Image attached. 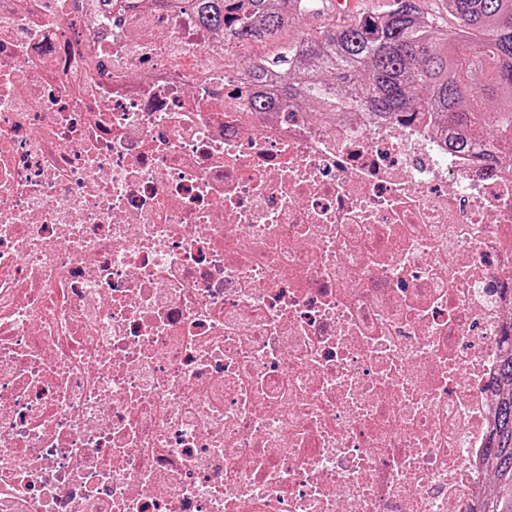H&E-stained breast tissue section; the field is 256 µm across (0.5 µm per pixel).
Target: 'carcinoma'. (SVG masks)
<instances>
[{"instance_id":"obj_1","label":"carcinoma","mask_w":512,"mask_h":512,"mask_svg":"<svg viewBox=\"0 0 512 512\" xmlns=\"http://www.w3.org/2000/svg\"><path fill=\"white\" fill-rule=\"evenodd\" d=\"M199 22L222 28L239 43L275 38L289 14L309 12L317 0H190ZM448 18L424 10L422 0H390L388 9L359 14L294 43L250 66L257 89L252 105L299 100L322 109L346 104L383 118L401 112H436L457 128L450 146L468 152L491 124L512 131V0H446ZM278 92L260 89L271 77ZM499 395L486 448L497 477L496 494L481 512H512V352L494 377Z\"/></svg>"}]
</instances>
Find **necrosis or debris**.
Returning a JSON list of instances; mask_svg holds the SVG:
<instances>
[{"mask_svg":"<svg viewBox=\"0 0 512 512\" xmlns=\"http://www.w3.org/2000/svg\"><path fill=\"white\" fill-rule=\"evenodd\" d=\"M188 0H0V512H475L512 160L250 105Z\"/></svg>","mask_w":512,"mask_h":512,"instance_id":"1","label":"necrosis or debris"}]
</instances>
